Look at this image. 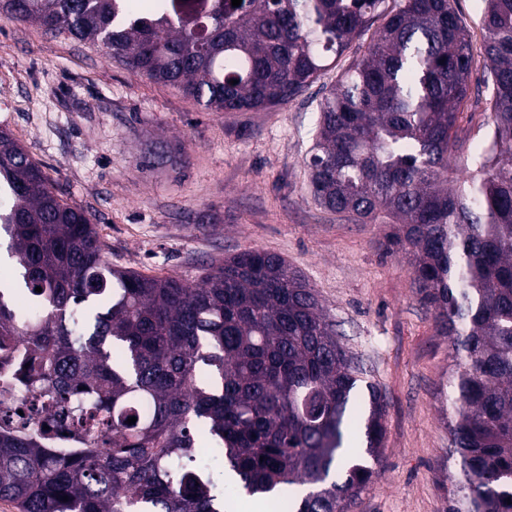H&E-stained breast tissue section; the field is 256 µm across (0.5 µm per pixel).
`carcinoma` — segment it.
I'll return each instance as SVG.
<instances>
[{
  "label": "carcinoma",
  "mask_w": 512,
  "mask_h": 512,
  "mask_svg": "<svg viewBox=\"0 0 512 512\" xmlns=\"http://www.w3.org/2000/svg\"><path fill=\"white\" fill-rule=\"evenodd\" d=\"M151 2L129 17L125 0H0V16L92 41L211 112L288 103L385 19L318 104L311 194L397 225L387 242L412 255L451 351L448 512H512V0H484L476 80L453 0L395 12L386 0ZM473 81L489 89L490 148L462 167L457 114ZM2 192L0 235L41 316L21 318L0 287L7 382L35 394L0 423L1 500L20 512H224L204 442L240 494L288 512L358 507L374 470L338 471L336 459L363 443L381 456L384 398L369 383L356 410L351 356L281 256L241 251L197 287L114 268L87 213L1 128ZM64 429L66 447L52 446Z\"/></svg>",
  "instance_id": "obj_1"
}]
</instances>
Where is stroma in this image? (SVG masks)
Returning <instances> with one entry per match:
<instances>
[{
	"mask_svg": "<svg viewBox=\"0 0 512 512\" xmlns=\"http://www.w3.org/2000/svg\"><path fill=\"white\" fill-rule=\"evenodd\" d=\"M370 41L288 104L207 112L91 44L0 17V127L90 215L113 267L193 286L246 249L285 259L385 398L381 464L356 512H448V341L406 255L385 247L386 225L326 210L309 190L318 102Z\"/></svg>",
	"mask_w": 512,
	"mask_h": 512,
	"instance_id": "stroma-1",
	"label": "stroma"
}]
</instances>
